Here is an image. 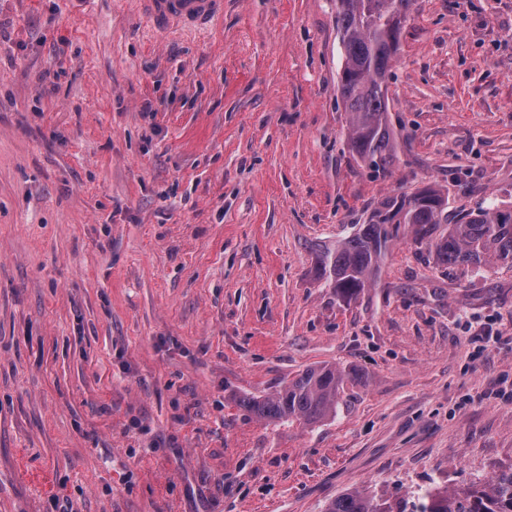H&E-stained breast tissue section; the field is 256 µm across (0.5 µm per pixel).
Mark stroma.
Returning <instances> with one entry per match:
<instances>
[{
    "label": "stroma",
    "instance_id": "1",
    "mask_svg": "<svg viewBox=\"0 0 512 512\" xmlns=\"http://www.w3.org/2000/svg\"><path fill=\"white\" fill-rule=\"evenodd\" d=\"M342 64L336 0L196 33L0 0V512H323L512 466V267L401 239L351 302L313 273L389 193L512 202V0H415L387 175L345 147ZM318 365L352 373L325 420L244 409Z\"/></svg>",
    "mask_w": 512,
    "mask_h": 512
}]
</instances>
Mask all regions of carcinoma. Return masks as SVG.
<instances>
[{"instance_id":"obj_1","label":"carcinoma","mask_w":512,"mask_h":512,"mask_svg":"<svg viewBox=\"0 0 512 512\" xmlns=\"http://www.w3.org/2000/svg\"><path fill=\"white\" fill-rule=\"evenodd\" d=\"M414 0H336L344 63L339 93L348 113L346 147L375 176L391 171L397 141L386 89L401 30ZM426 249L439 267L480 270L495 261L512 266V204L499 203L448 218V190L429 185L382 197L334 249L315 253V274L336 298L350 302L374 285L391 246L401 238ZM349 373L308 368L287 384L243 400L259 419L319 422L336 411ZM324 512H512V467L488 481L413 496L374 497L355 491Z\"/></svg>"}]
</instances>
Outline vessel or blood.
Instances as JSON below:
<instances>
[{
    "mask_svg": "<svg viewBox=\"0 0 512 512\" xmlns=\"http://www.w3.org/2000/svg\"><path fill=\"white\" fill-rule=\"evenodd\" d=\"M137 9L154 30L167 33L211 26L224 0H137Z\"/></svg>",
    "mask_w": 512,
    "mask_h": 512,
    "instance_id": "b4317fda",
    "label": "vessel or blood"
}]
</instances>
